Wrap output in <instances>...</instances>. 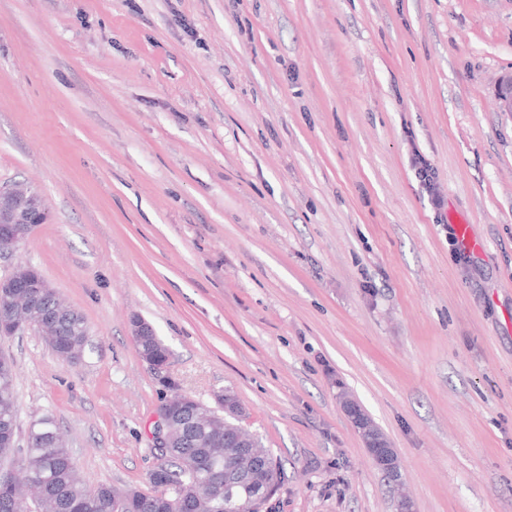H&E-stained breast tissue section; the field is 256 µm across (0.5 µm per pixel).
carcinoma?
<instances>
[{"label": "carcinoma", "instance_id": "cac0c4a2", "mask_svg": "<svg viewBox=\"0 0 512 512\" xmlns=\"http://www.w3.org/2000/svg\"><path fill=\"white\" fill-rule=\"evenodd\" d=\"M66 335L55 346L56 354L73 359L84 352L87 326L83 317L65 325ZM142 357L158 360L171 355L170 349L155 336L148 343H137ZM17 398L12 362L0 357V431L16 429ZM224 426L216 418L205 425V431L191 448L171 449L167 461L164 494L160 483L150 481L151 490L116 488L102 483L93 489L84 486L77 476L60 432L50 417L41 419L28 433L25 449L1 448L0 458L7 461L22 477L13 481V488L0 485V512H27L23 492L35 495L43 512H171L170 496L181 495L194 504L195 512H260L276 491L281 476L269 479L259 456L269 452L259 436H254L256 456L243 457L240 466L251 470L243 483L224 489L217 474L224 470V449L210 446L214 429Z\"/></svg>", "mask_w": 512, "mask_h": 512}]
</instances>
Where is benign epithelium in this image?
Masks as SVG:
<instances>
[{
  "label": "benign epithelium",
  "instance_id": "obj_1",
  "mask_svg": "<svg viewBox=\"0 0 512 512\" xmlns=\"http://www.w3.org/2000/svg\"><path fill=\"white\" fill-rule=\"evenodd\" d=\"M48 219V211L43 198L34 195L25 186H0V255L16 250L17 244L29 234L37 224H44ZM47 295L54 293L50 284L42 275L24 266H18L13 274L0 280V306L9 308V314L0 313V335L14 336L28 326H36L47 336L49 341L61 335L60 326L71 317L74 309L60 304H50L32 317L28 313L17 310L16 304L22 298H28L32 292ZM224 410V447L230 449L228 459L242 456L252 447L251 439L246 438L236 425L243 416L242 409L224 399L217 400ZM342 410L352 426L361 435L368 456L373 465L392 481L398 480L400 460L395 448L385 434L378 428L363 406L352 396L346 394L340 400ZM215 411L204 406L193 410L188 419L182 418L179 405L169 404L158 414L153 440L154 448L160 459L167 457L168 449L173 447L170 440L175 425L188 433L191 425L200 418H211Z\"/></svg>",
  "mask_w": 512,
  "mask_h": 512
}]
</instances>
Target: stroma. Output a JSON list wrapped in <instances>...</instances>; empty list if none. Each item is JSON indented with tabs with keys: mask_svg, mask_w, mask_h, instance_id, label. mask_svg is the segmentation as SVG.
<instances>
[{
	"mask_svg": "<svg viewBox=\"0 0 512 512\" xmlns=\"http://www.w3.org/2000/svg\"><path fill=\"white\" fill-rule=\"evenodd\" d=\"M511 77L512 0H0V185L49 208L0 279L33 265L89 332L72 362L0 336L18 446L51 416L87 487L149 490L139 316L182 392L234 389L263 512H512ZM131 330L132 336H138V339H141L142 336H152L151 341L148 343L136 341L142 358L145 359V357H148L152 360H158L163 356H171L170 349L157 336L153 326L149 322L137 317L133 321ZM340 404L347 419L361 435L373 465L389 480H398L400 460L385 434L355 398L343 395Z\"/></svg>",
	"mask_w": 512,
	"mask_h": 512,
	"instance_id": "stroma-1",
	"label": "stroma"
}]
</instances>
